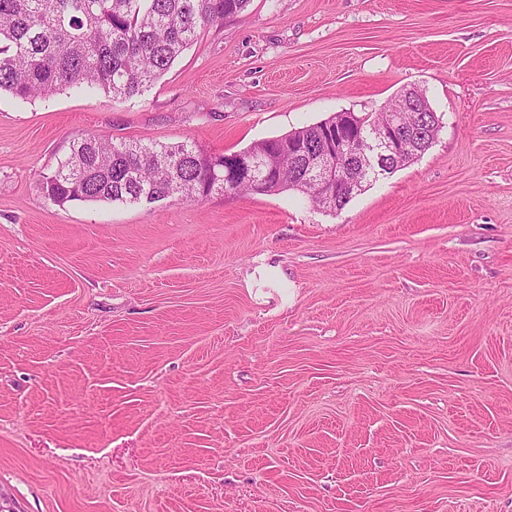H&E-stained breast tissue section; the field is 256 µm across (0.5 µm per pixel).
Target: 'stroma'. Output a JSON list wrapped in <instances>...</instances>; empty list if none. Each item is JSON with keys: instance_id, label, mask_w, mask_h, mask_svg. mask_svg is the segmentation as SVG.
Masks as SVG:
<instances>
[{"instance_id": "stroma-1", "label": "stroma", "mask_w": 512, "mask_h": 512, "mask_svg": "<svg viewBox=\"0 0 512 512\" xmlns=\"http://www.w3.org/2000/svg\"><path fill=\"white\" fill-rule=\"evenodd\" d=\"M440 119L342 210L57 204L78 138L207 154ZM0 488L16 512H512V0H251L142 96L0 93ZM406 91V89H403L398 94L399 101L407 104L414 111H419L410 112V117L412 119H418L424 127L432 125L437 126L439 124V118L426 94L416 88L410 92Z\"/></svg>"}]
</instances>
